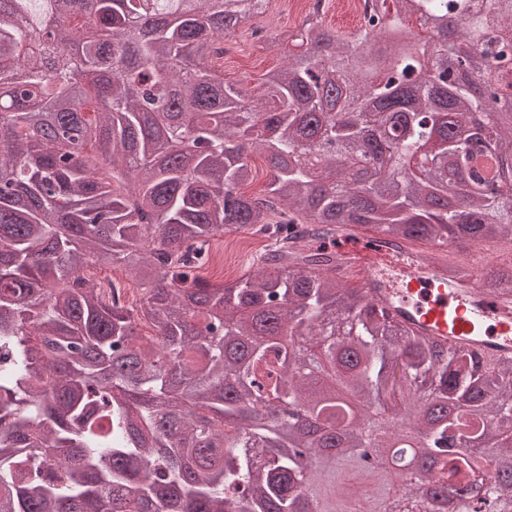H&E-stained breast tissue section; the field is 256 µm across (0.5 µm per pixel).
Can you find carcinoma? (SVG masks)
Wrapping results in <instances>:
<instances>
[{
    "instance_id": "carcinoma-1",
    "label": "carcinoma",
    "mask_w": 512,
    "mask_h": 512,
    "mask_svg": "<svg viewBox=\"0 0 512 512\" xmlns=\"http://www.w3.org/2000/svg\"><path fill=\"white\" fill-rule=\"evenodd\" d=\"M69 2L0 0V512H384L393 477L361 471L375 416L417 430L452 512L512 505V443L448 447L512 438V357L419 335L330 267L347 226L512 238V155L493 146L512 144V0H373L358 32L307 15L288 45L269 29L287 61L261 104L216 61L265 0ZM254 151L271 177L247 196ZM239 231L267 239L256 270L201 278L211 241ZM87 265L144 295L116 302ZM479 281L512 296V272ZM346 390L362 415H341ZM263 396L351 438L325 451ZM402 492L407 512H438Z\"/></svg>"
}]
</instances>
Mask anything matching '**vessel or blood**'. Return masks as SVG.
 Masks as SVG:
<instances>
[{
    "label": "vessel or blood",
    "mask_w": 512,
    "mask_h": 512,
    "mask_svg": "<svg viewBox=\"0 0 512 512\" xmlns=\"http://www.w3.org/2000/svg\"><path fill=\"white\" fill-rule=\"evenodd\" d=\"M371 263L353 269L337 254L336 274L357 277L366 298L390 309L418 333L435 335L478 351L484 359L512 355V298L491 296L472 281L449 284L447 266L455 259L452 247L433 244L410 247L383 236L369 243ZM396 258L407 281L388 276L378 258Z\"/></svg>",
    "instance_id": "1"
}]
</instances>
